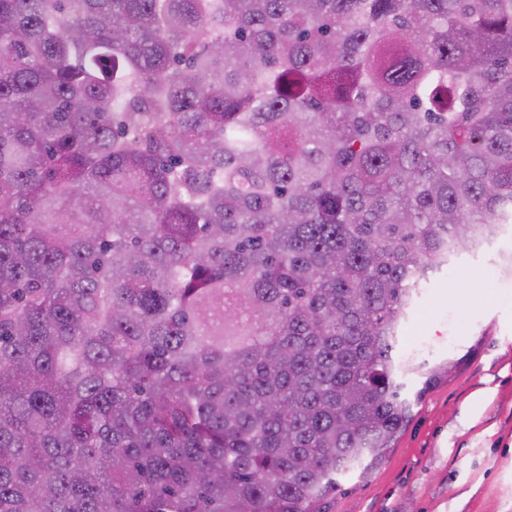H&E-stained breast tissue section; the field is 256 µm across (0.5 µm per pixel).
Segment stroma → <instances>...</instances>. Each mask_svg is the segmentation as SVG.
Returning <instances> with one entry per match:
<instances>
[{
    "instance_id": "35a3bbf8",
    "label": "stroma",
    "mask_w": 512,
    "mask_h": 512,
    "mask_svg": "<svg viewBox=\"0 0 512 512\" xmlns=\"http://www.w3.org/2000/svg\"><path fill=\"white\" fill-rule=\"evenodd\" d=\"M423 282L398 350L455 368L423 391L395 448L332 512H512V231ZM485 393L479 407L474 394Z\"/></svg>"
}]
</instances>
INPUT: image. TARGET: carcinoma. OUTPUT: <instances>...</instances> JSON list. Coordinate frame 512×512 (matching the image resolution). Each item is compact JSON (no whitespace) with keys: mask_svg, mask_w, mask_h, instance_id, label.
I'll use <instances>...</instances> for the list:
<instances>
[{"mask_svg":"<svg viewBox=\"0 0 512 512\" xmlns=\"http://www.w3.org/2000/svg\"><path fill=\"white\" fill-rule=\"evenodd\" d=\"M506 224L512 0H0V512H329Z\"/></svg>","mask_w":512,"mask_h":512,"instance_id":"1","label":"carcinoma"}]
</instances>
